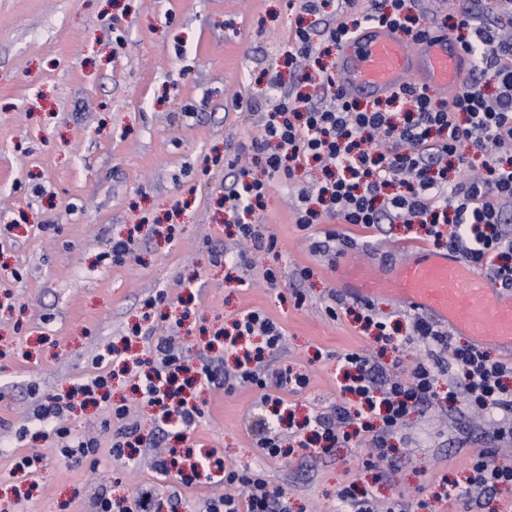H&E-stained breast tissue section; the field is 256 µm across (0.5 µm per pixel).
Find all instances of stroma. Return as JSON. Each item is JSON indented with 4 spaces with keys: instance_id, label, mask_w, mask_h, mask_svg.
<instances>
[{
    "instance_id": "obj_1",
    "label": "stroma",
    "mask_w": 512,
    "mask_h": 512,
    "mask_svg": "<svg viewBox=\"0 0 512 512\" xmlns=\"http://www.w3.org/2000/svg\"><path fill=\"white\" fill-rule=\"evenodd\" d=\"M346 18L333 4L302 16L296 0H0V512H92L103 486L129 504L151 490L160 512H206L223 493L213 481L179 485L147 454L114 461L120 424L104 404L62 419L72 437L96 440L95 461L66 458L43 436L35 414L45 396L113 371L102 354L123 338L135 357L175 331L195 362L209 357L214 331L259 312L283 333L270 368L309 377L283 394L300 418L357 410L340 391L345 354H375L387 377L426 359L412 310L350 297L337 282L343 256L373 275L404 261L419 241L402 225L327 217L301 228L311 170L268 178L251 217L276 254L242 250L224 211L232 162L248 158L267 99L292 84L283 51L298 22L320 31ZM275 75L281 88L269 84ZM329 231L343 238L341 256L312 248ZM127 236L137 262L113 261L112 240ZM215 250L234 258L212 262ZM367 304L397 323L399 349L379 352L358 318ZM433 374L438 397L391 435V465H367L366 438L324 453L285 425L288 455L266 456L248 428L262 396L254 386H205L187 442L225 467L263 471L291 512H350L339 498L349 485L382 510L399 502L414 512L424 499L436 512H512V485L445 500L474 456L503 449L491 438L495 416L449 401L456 366L441 361ZM20 455L34 457L31 474L16 471Z\"/></svg>"
}]
</instances>
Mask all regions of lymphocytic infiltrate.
Here are the masks:
<instances>
[{
	"mask_svg": "<svg viewBox=\"0 0 512 512\" xmlns=\"http://www.w3.org/2000/svg\"><path fill=\"white\" fill-rule=\"evenodd\" d=\"M416 0H369L362 17L326 26L327 45L339 48L358 34L363 24L385 25L420 38L424 31L415 12ZM456 40L471 61L461 90L449 101H437L427 88L405 83L390 96L361 103L348 96L332 69L321 66L310 29L299 27L285 46L288 61L306 60L315 68L325 102L302 94L275 99L264 114L261 135L252 145L264 158L268 174L293 177L301 162L313 160L325 173L316 195L301 191L297 222L309 228L320 213L347 224L371 227L384 222L420 224L434 245L445 244L470 263L486 269L499 288L512 290V236L505 226L512 210V40L499 29L486 26L475 0H458L455 8ZM267 184L246 166L237 167L224 188V199L242 216L243 237L254 248L274 252L277 240L257 232L245 218L261 207ZM237 336H225L224 346L236 349L243 336H260L264 346L245 350L234 369L218 370L213 360L193 364L175 350L170 339L159 338L154 358L135 359L138 380L134 391L154 408L152 436L161 439L169 430L186 432L202 417L200 405L183 392L193 385L224 381L227 387L262 388V405L282 406L283 398L266 393L277 388H304L306 373L286 367L264 372L265 353L275 352L280 328L258 313L237 321ZM414 331L430 352H448L462 374L449 401L498 414L493 439L512 443V387L504 382L512 365L491 359L473 344L456 345L433 323L416 318ZM349 369L347 392L359 396L364 410L340 412L336 417L306 419L305 427L329 445L349 441L352 433L370 437L371 462L392 463L388 439L412 413L435 398L429 363H418L407 378L379 380L376 361L359 353L343 357ZM59 396H47L41 420L50 422V435L61 439L64 456L78 461L96 456L95 441L71 438L68 429L55 426L63 412ZM380 426H373V419ZM151 466L174 474L189 487L212 477L231 486L230 494L210 500L207 512H290L284 492L248 466L226 468L216 453L193 455L188 448H171L152 456Z\"/></svg>",
	"mask_w": 512,
	"mask_h": 512,
	"instance_id": "obj_1",
	"label": "lymphocytic infiltrate"
}]
</instances>
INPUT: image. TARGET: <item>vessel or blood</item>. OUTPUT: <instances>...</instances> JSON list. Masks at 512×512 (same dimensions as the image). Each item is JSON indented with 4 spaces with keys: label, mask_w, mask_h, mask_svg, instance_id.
I'll list each match as a JSON object with an SVG mask.
<instances>
[{
    "label": "vessel or blood",
    "mask_w": 512,
    "mask_h": 512,
    "mask_svg": "<svg viewBox=\"0 0 512 512\" xmlns=\"http://www.w3.org/2000/svg\"><path fill=\"white\" fill-rule=\"evenodd\" d=\"M467 61L447 34L436 32L409 43L387 27L370 26L343 45L339 68L347 90L355 95L383 97L415 77L445 101L459 91ZM338 272L350 295L385 293L475 345L491 344L512 354V291L490 287L452 250L414 248L384 279L354 261L341 264Z\"/></svg>",
    "instance_id": "vessel-or-blood-1"
}]
</instances>
